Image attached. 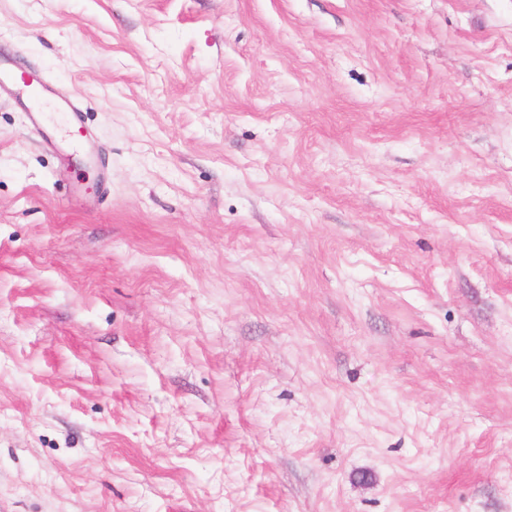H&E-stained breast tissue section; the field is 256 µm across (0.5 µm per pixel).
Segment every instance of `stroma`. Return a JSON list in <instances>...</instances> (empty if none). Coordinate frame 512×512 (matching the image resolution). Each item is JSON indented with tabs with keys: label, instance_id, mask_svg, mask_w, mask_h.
<instances>
[{
	"label": "stroma",
	"instance_id": "stroma-1",
	"mask_svg": "<svg viewBox=\"0 0 512 512\" xmlns=\"http://www.w3.org/2000/svg\"><path fill=\"white\" fill-rule=\"evenodd\" d=\"M0 512H512V0H0ZM4 84L11 85L15 94L26 101L31 126L40 128L46 120L43 105L45 98L43 95L47 93V85L45 78L36 72L18 73L14 69H1L0 67V87Z\"/></svg>",
	"mask_w": 512,
	"mask_h": 512
}]
</instances>
